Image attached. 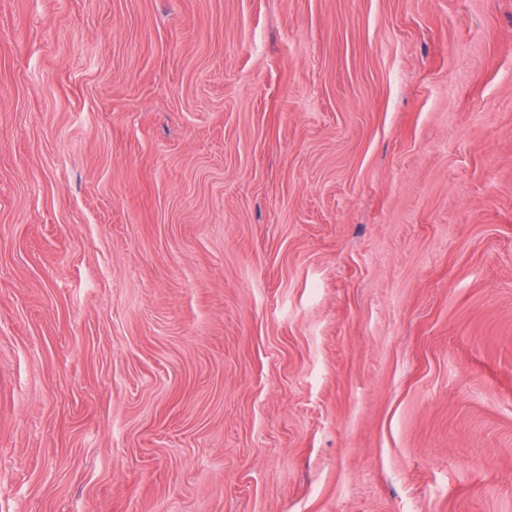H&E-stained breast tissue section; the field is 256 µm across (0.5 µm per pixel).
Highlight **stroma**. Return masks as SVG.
<instances>
[{
  "label": "stroma",
  "instance_id": "stroma-1",
  "mask_svg": "<svg viewBox=\"0 0 512 512\" xmlns=\"http://www.w3.org/2000/svg\"><path fill=\"white\" fill-rule=\"evenodd\" d=\"M0 512H512V0H0Z\"/></svg>",
  "mask_w": 512,
  "mask_h": 512
}]
</instances>
